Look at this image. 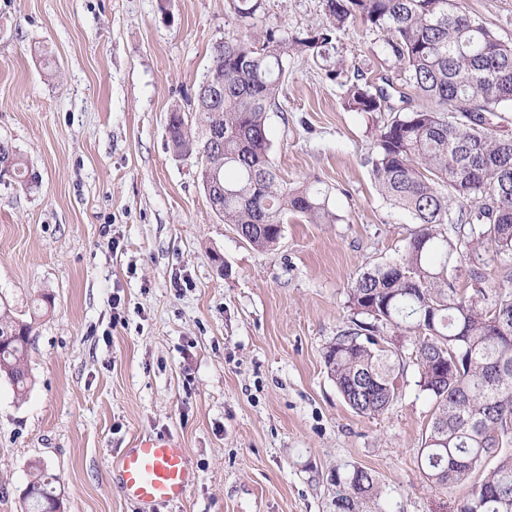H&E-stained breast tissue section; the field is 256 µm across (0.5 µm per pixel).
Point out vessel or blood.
Instances as JSON below:
<instances>
[{
  "mask_svg": "<svg viewBox=\"0 0 512 512\" xmlns=\"http://www.w3.org/2000/svg\"><path fill=\"white\" fill-rule=\"evenodd\" d=\"M119 467L125 496L144 506L182 499L193 480L183 448L170 437L139 438Z\"/></svg>",
  "mask_w": 512,
  "mask_h": 512,
  "instance_id": "1",
  "label": "vessel or blood"
}]
</instances>
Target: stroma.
<instances>
[{
	"label": "stroma",
	"mask_w": 512,
	"mask_h": 512,
	"mask_svg": "<svg viewBox=\"0 0 512 512\" xmlns=\"http://www.w3.org/2000/svg\"><path fill=\"white\" fill-rule=\"evenodd\" d=\"M463 5L512 43V0ZM326 21L324 0H265L248 31L229 0H0V141L40 176L0 182V299L35 318L30 389L0 380V512H25L35 464L64 512H140L115 464L146 435L176 438L195 472L154 512H336L354 466L378 480L362 512H454L467 494L420 465L434 403L415 367L371 418L324 364L354 280L416 229L372 176L390 112L350 109L322 62L289 59L269 156L338 220L288 216L264 251L212 211L197 156L168 145L216 43ZM336 45L349 71L415 98L379 30L355 21Z\"/></svg>",
	"instance_id": "35a3bbf8"
}]
</instances>
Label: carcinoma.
Masks as SVG:
<instances>
[{
	"label": "carcinoma",
	"instance_id": "carcinoma-1",
	"mask_svg": "<svg viewBox=\"0 0 512 512\" xmlns=\"http://www.w3.org/2000/svg\"><path fill=\"white\" fill-rule=\"evenodd\" d=\"M247 26L263 0H229ZM330 23L303 36L277 27L213 47L210 73L193 99L190 117L171 112L170 149L199 155L200 179L224 185L216 214L235 224L258 249L276 245L284 217L331 224L327 195L310 184L280 180L269 159L268 112L277 107L288 60L299 55L329 62L333 79L347 76L343 58L331 59L336 31L361 18L384 32L421 103L395 109L385 87L371 89L356 77L347 105L358 112L398 111L379 131L372 176L384 198L408 212L419 229L393 261L361 273L349 303L366 320L340 331L325 367L357 414L381 416L398 396L406 363L380 344L392 329L412 339L417 386L435 405L420 449L421 467L438 486L465 484L456 512H512V139H501L488 116L512 108V43L499 40L472 18L459 0H325ZM224 81V101L210 106L205 84ZM211 124L224 127V150L207 152L197 136ZM8 180L25 188L39 182L18 152ZM500 261L497 284L469 270L472 288H458L462 247ZM32 322L0 302V372L23 396L31 385L27 346ZM337 512H358L374 495L372 473L354 466L336 481ZM29 512L53 509V477L35 466Z\"/></svg>",
	"mask_w": 512,
	"mask_h": 512
}]
</instances>
